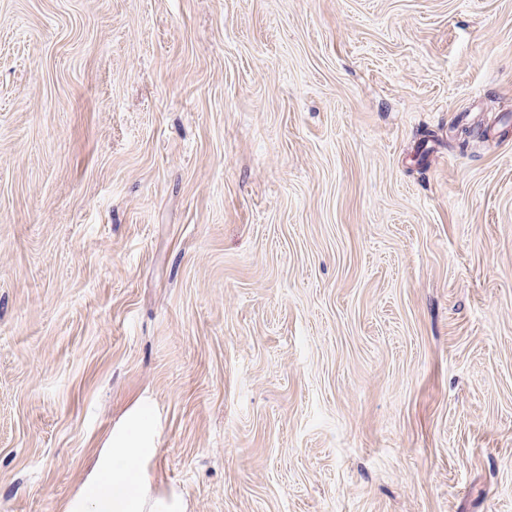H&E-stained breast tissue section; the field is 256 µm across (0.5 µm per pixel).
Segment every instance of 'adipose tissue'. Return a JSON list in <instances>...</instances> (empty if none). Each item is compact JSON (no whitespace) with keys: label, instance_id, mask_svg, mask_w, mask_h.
I'll return each instance as SVG.
<instances>
[{"label":"adipose tissue","instance_id":"adipose-tissue-1","mask_svg":"<svg viewBox=\"0 0 512 512\" xmlns=\"http://www.w3.org/2000/svg\"><path fill=\"white\" fill-rule=\"evenodd\" d=\"M154 429L150 421L134 418L124 433L101 448L71 501L70 512H178L175 500L151 498L143 479L144 466L154 454Z\"/></svg>","mask_w":512,"mask_h":512}]
</instances>
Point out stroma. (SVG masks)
<instances>
[{
  "label": "stroma",
  "mask_w": 512,
  "mask_h": 512,
  "mask_svg": "<svg viewBox=\"0 0 512 512\" xmlns=\"http://www.w3.org/2000/svg\"><path fill=\"white\" fill-rule=\"evenodd\" d=\"M141 411L182 512H512V0H0V512Z\"/></svg>",
  "instance_id": "obj_1"
}]
</instances>
